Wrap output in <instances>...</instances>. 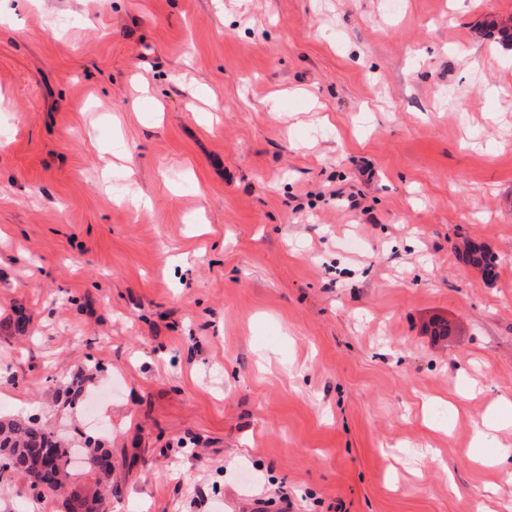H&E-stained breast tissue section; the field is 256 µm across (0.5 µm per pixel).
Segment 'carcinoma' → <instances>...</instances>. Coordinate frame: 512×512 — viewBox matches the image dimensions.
<instances>
[{
    "mask_svg": "<svg viewBox=\"0 0 512 512\" xmlns=\"http://www.w3.org/2000/svg\"><path fill=\"white\" fill-rule=\"evenodd\" d=\"M469 264L490 272L497 266V257L480 247L469 249L466 254ZM85 374L79 371L66 386V403L72 409L84 404ZM73 448L85 449L84 473L95 475L94 482L77 486L65 498L66 512H102L103 482L110 476L112 467L97 470L92 463L101 456L112 460L111 449L105 447L104 441L92 438L78 431L76 435L65 439L55 435L37 418L0 419V457L9 460L10 470H0V480L8 477L24 487L36 489V496L43 499L56 494L61 489L76 482V473L71 466L70 453ZM47 451L57 460V466L48 477L43 474L40 453Z\"/></svg>",
    "mask_w": 512,
    "mask_h": 512,
    "instance_id": "cac0c4a2",
    "label": "carcinoma"
}]
</instances>
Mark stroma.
<instances>
[{
	"label": "stroma",
	"instance_id": "stroma-1",
	"mask_svg": "<svg viewBox=\"0 0 512 512\" xmlns=\"http://www.w3.org/2000/svg\"><path fill=\"white\" fill-rule=\"evenodd\" d=\"M501 27L512 0H0V414L67 434L91 369L107 512H512V456L467 459L512 447Z\"/></svg>",
	"mask_w": 512,
	"mask_h": 512
}]
</instances>
